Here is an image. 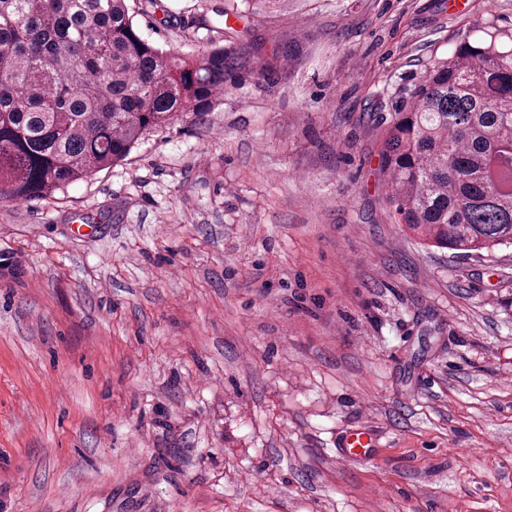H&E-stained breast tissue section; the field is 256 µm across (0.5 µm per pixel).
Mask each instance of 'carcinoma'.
I'll list each match as a JSON object with an SVG mask.
<instances>
[{
    "label": "carcinoma",
    "instance_id": "obj_1",
    "mask_svg": "<svg viewBox=\"0 0 512 512\" xmlns=\"http://www.w3.org/2000/svg\"><path fill=\"white\" fill-rule=\"evenodd\" d=\"M249 57L146 39L127 0H0V202L43 199L208 112ZM380 171L399 223L458 255L512 245V29L478 20L405 90Z\"/></svg>",
    "mask_w": 512,
    "mask_h": 512
}]
</instances>
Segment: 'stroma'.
Instances as JSON below:
<instances>
[{
	"label": "stroma",
	"mask_w": 512,
	"mask_h": 512,
	"mask_svg": "<svg viewBox=\"0 0 512 512\" xmlns=\"http://www.w3.org/2000/svg\"><path fill=\"white\" fill-rule=\"evenodd\" d=\"M468 2L129 0L258 67L0 203V512H512V246L424 247L380 176L404 89L512 28ZM357 428L373 456H339Z\"/></svg>",
	"instance_id": "35a3bbf8"
}]
</instances>
